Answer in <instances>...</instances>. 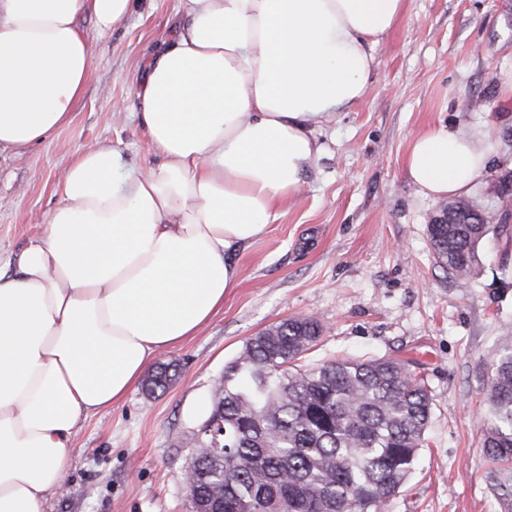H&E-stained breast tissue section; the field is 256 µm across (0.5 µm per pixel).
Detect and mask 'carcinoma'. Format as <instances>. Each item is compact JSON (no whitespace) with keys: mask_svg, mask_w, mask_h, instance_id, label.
Listing matches in <instances>:
<instances>
[{"mask_svg":"<svg viewBox=\"0 0 512 512\" xmlns=\"http://www.w3.org/2000/svg\"><path fill=\"white\" fill-rule=\"evenodd\" d=\"M512 170L498 177L500 192L484 203L454 200L449 223L427 225L436 263L465 278L479 245L509 210ZM323 338L314 317H290L249 338L224 366L215 401L200 426L215 418L213 434L191 433L195 479L191 494L211 512H385L412 474L432 418V397L399 357H335L307 363ZM171 365L151 376L147 391L166 389ZM481 448L490 487L512 507V334L487 370Z\"/></svg>","mask_w":512,"mask_h":512,"instance_id":"1","label":"carcinoma"}]
</instances>
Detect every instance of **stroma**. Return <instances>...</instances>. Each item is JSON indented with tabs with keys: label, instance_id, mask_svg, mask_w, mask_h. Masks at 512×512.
<instances>
[{
	"label": "stroma",
	"instance_id": "obj_1",
	"mask_svg": "<svg viewBox=\"0 0 512 512\" xmlns=\"http://www.w3.org/2000/svg\"><path fill=\"white\" fill-rule=\"evenodd\" d=\"M179 0H140L106 35L91 18V76L71 122L45 144L0 154V260H15L42 232L56 187L79 152L112 146L123 167L161 158L135 120L143 65L172 33ZM445 124L490 130L491 176L512 168V0H408L376 49L366 95L320 130L322 152L302 194L277 224L230 253L238 281L196 335L159 353L176 367L166 390L144 384L77 426L66 486L47 512H193L181 474L213 387L245 341L289 317L324 326L308 362L341 355L411 356L421 364L433 415L419 464L388 512H504L488 489L480 448L482 388L499 338L512 330V239L490 238L466 279L436 263L426 224L437 200L404 165L410 140Z\"/></svg>",
	"mask_w": 512,
	"mask_h": 512
}]
</instances>
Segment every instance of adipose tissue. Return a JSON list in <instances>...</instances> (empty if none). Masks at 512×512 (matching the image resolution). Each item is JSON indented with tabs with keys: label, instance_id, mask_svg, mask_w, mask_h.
Segmentation results:
<instances>
[{
	"label": "adipose tissue",
	"instance_id": "1",
	"mask_svg": "<svg viewBox=\"0 0 512 512\" xmlns=\"http://www.w3.org/2000/svg\"><path fill=\"white\" fill-rule=\"evenodd\" d=\"M135 0H0V153L68 124L91 73L79 28L106 34ZM407 0H181L135 88L160 156L119 173L78 153L42 233L0 269V512H44L78 423L120 402L158 352L197 335L238 279L230 251L277 223L320 152L317 131L366 93L374 48ZM488 135L413 137L418 192L486 180Z\"/></svg>",
	"mask_w": 512,
	"mask_h": 512
}]
</instances>
